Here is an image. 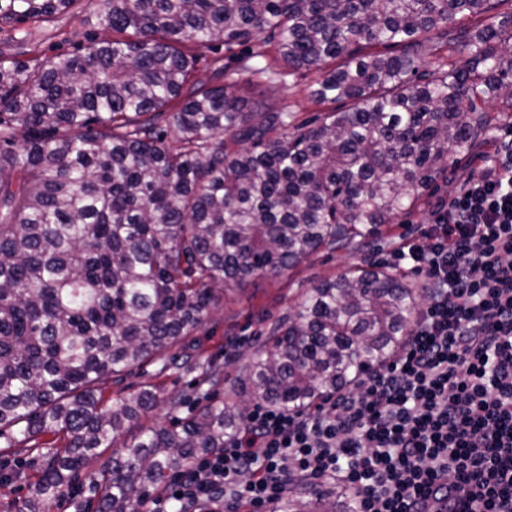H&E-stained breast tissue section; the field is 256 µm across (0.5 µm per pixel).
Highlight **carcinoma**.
I'll use <instances>...</instances> for the list:
<instances>
[{
  "label": "carcinoma",
  "instance_id": "cac0c4a2",
  "mask_svg": "<svg viewBox=\"0 0 512 512\" xmlns=\"http://www.w3.org/2000/svg\"><path fill=\"white\" fill-rule=\"evenodd\" d=\"M82 0H0V31ZM81 52L0 55V438L43 461L15 512H48L116 441L99 512H136L193 458L224 447L246 403L310 409L389 362L424 301L381 267L306 289L246 366L175 429L141 428L161 389L102 408V385L181 345L215 287L285 275L427 203L452 159L512 108V0H106ZM253 44L251 87L285 66L349 100L315 124L197 78L191 47ZM463 54L462 64L451 60ZM431 69L421 70L425 59ZM344 512L339 488L275 512Z\"/></svg>",
  "mask_w": 512,
  "mask_h": 512
}]
</instances>
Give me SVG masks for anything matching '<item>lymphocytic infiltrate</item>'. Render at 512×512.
<instances>
[{
    "label": "lymphocytic infiltrate",
    "mask_w": 512,
    "mask_h": 512,
    "mask_svg": "<svg viewBox=\"0 0 512 512\" xmlns=\"http://www.w3.org/2000/svg\"><path fill=\"white\" fill-rule=\"evenodd\" d=\"M391 259L426 290L399 353L315 409L252 404L168 501L263 512L300 477L353 512H512V128Z\"/></svg>",
    "instance_id": "lymphocytic-infiltrate-1"
}]
</instances>
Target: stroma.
<instances>
[{
    "instance_id": "1",
    "label": "stroma",
    "mask_w": 512,
    "mask_h": 512,
    "mask_svg": "<svg viewBox=\"0 0 512 512\" xmlns=\"http://www.w3.org/2000/svg\"><path fill=\"white\" fill-rule=\"evenodd\" d=\"M103 3L104 0H83L80 12L55 15L44 27L35 29L32 45L47 55L84 46L90 37L103 33L99 23ZM313 80V74L304 70H282L253 87L248 94L249 102L262 108L284 104L297 122L312 120L323 111L311 96ZM431 212V205L421 206L364 244L335 251L319 250L284 276L251 281L226 291L210 317L189 338L187 348L168 349L159 361L143 365L121 383L106 384L105 401L148 384L160 386L167 393L182 394L188 410L196 406L202 396L224 399L234 394L252 351L265 341L274 322L287 317L289 307L305 289L348 274L357 265L389 266V254L397 247L400 234L407 225L428 223ZM231 350L235 351L236 359L225 362L224 354ZM185 352L200 353L222 363L223 384L202 386L197 373L172 367L171 359ZM41 462L37 454L23 447H6L0 439V512H10L12 502L28 496Z\"/></svg>"
}]
</instances>
